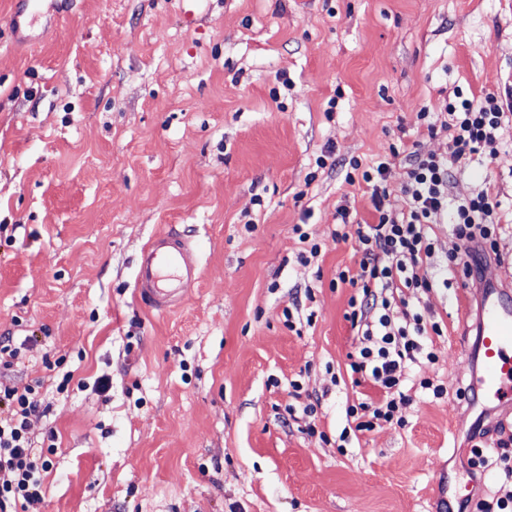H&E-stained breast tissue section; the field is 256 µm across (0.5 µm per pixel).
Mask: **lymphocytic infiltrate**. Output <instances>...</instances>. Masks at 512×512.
Segmentation results:
<instances>
[{"label":"lymphocytic infiltrate","instance_id":"f902f5d3","mask_svg":"<svg viewBox=\"0 0 512 512\" xmlns=\"http://www.w3.org/2000/svg\"><path fill=\"white\" fill-rule=\"evenodd\" d=\"M511 110L512 102L500 95L470 97L459 90L444 99L439 112H420L419 121L430 130L440 116H447L448 152L411 153L401 189L404 206L399 210L393 208L385 185L389 157L369 163L350 161L345 181L371 187L374 221L348 234L349 213L343 208L334 232L336 239L354 240L360 257L356 270L345 269L337 276L338 283L354 289L345 318L356 330L359 344L348 356L347 372L354 385L369 384L377 395L348 405L349 429L341 433V440L353 433L372 432L384 423L404 424L411 400L403 387L412 367L436 361L430 344L433 337L442 335L441 324L428 308L397 304L400 293L418 300L433 288L427 261L435 250L434 224L450 218L459 240L487 254L496 252L503 217L497 194L486 187L455 201L448 195V183L460 160L497 155L496 131ZM46 414L35 387L19 390L0 383V512H17L19 502L42 489V474L49 462L34 453L28 433L32 420ZM471 454L470 465L476 473L500 468L508 485L501 495L480 501L478 512H512V446L501 442L490 450L477 444Z\"/></svg>","mask_w":512,"mask_h":512}]
</instances>
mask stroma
<instances>
[{
  "label": "stroma",
  "mask_w": 512,
  "mask_h": 512,
  "mask_svg": "<svg viewBox=\"0 0 512 512\" xmlns=\"http://www.w3.org/2000/svg\"><path fill=\"white\" fill-rule=\"evenodd\" d=\"M0 0V335L22 349L0 382L48 406L29 438L48 455L24 512H453L499 485L472 445L512 438V412L476 421L460 342L482 291L436 286L447 326L409 389L405 426L340 442L368 385L338 379L357 342L345 318L354 240L337 211L372 222L350 159L411 152L454 89L512 88V0H39L20 28ZM495 158L453 169L450 198L512 201V120ZM325 167H317L318 157ZM309 263L298 255L309 243ZM176 229L201 277L176 310L135 295L150 238ZM297 306L294 327L283 310ZM108 378L110 389L97 382ZM320 398L291 419L290 381ZM315 424L317 435L306 432ZM55 430L56 442L47 439ZM473 481L468 502L434 486Z\"/></svg>",
  "instance_id": "35a3bbf8"
}]
</instances>
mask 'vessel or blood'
Returning a JSON list of instances; mask_svg holds the SVG:
<instances>
[{"mask_svg": "<svg viewBox=\"0 0 512 512\" xmlns=\"http://www.w3.org/2000/svg\"><path fill=\"white\" fill-rule=\"evenodd\" d=\"M200 277L193 246L180 232L154 237L135 265L137 298L166 313L178 307ZM474 325L476 337L464 351L472 363L468 388L480 410L512 409V289L484 281Z\"/></svg>", "mask_w": 512, "mask_h": 512, "instance_id": "obj_1", "label": "vessel or blood"}]
</instances>
